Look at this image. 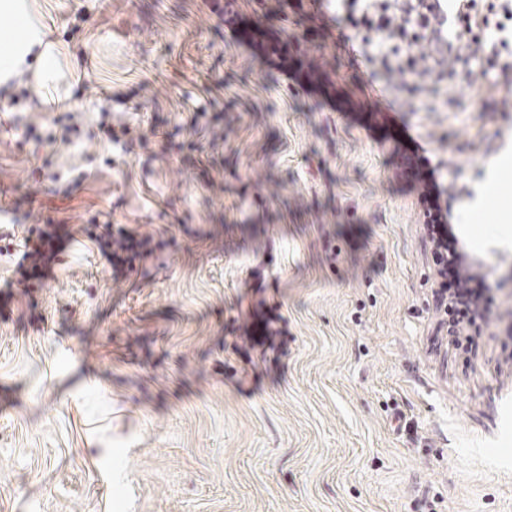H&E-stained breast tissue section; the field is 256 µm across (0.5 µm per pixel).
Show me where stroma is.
I'll return each mask as SVG.
<instances>
[{
	"mask_svg": "<svg viewBox=\"0 0 512 512\" xmlns=\"http://www.w3.org/2000/svg\"><path fill=\"white\" fill-rule=\"evenodd\" d=\"M31 3L0 290L27 226L72 238L0 298V512H512V85L470 36L413 95L334 0ZM406 158L490 300L454 337ZM94 215L155 253L112 277Z\"/></svg>",
	"mask_w": 512,
	"mask_h": 512,
	"instance_id": "35a3bbf8",
	"label": "stroma"
}]
</instances>
